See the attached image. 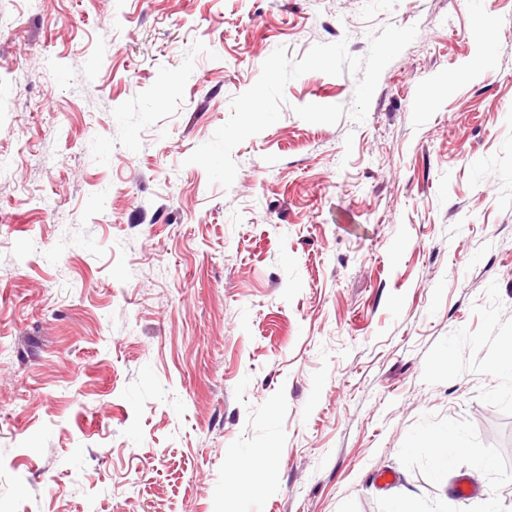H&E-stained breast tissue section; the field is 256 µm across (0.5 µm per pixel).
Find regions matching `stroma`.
I'll use <instances>...</instances> for the list:
<instances>
[{
	"label": "stroma",
	"mask_w": 512,
	"mask_h": 512,
	"mask_svg": "<svg viewBox=\"0 0 512 512\" xmlns=\"http://www.w3.org/2000/svg\"><path fill=\"white\" fill-rule=\"evenodd\" d=\"M413 24L363 123L310 72L187 164ZM510 349L512 0H0V512H512ZM435 445V458L438 472L443 473L448 469V459L468 451L465 441L456 432L445 431L441 436L431 439Z\"/></svg>",
	"instance_id": "stroma-1"
}]
</instances>
